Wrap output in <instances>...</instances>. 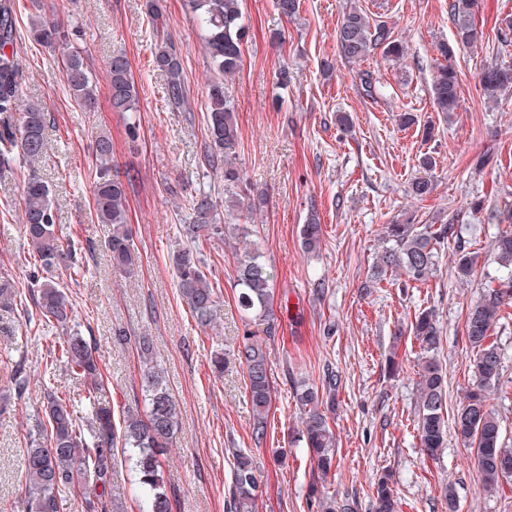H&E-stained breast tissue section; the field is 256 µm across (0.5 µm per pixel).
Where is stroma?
Masks as SVG:
<instances>
[{
	"instance_id": "stroma-1",
	"label": "stroma",
	"mask_w": 512,
	"mask_h": 512,
	"mask_svg": "<svg viewBox=\"0 0 512 512\" xmlns=\"http://www.w3.org/2000/svg\"><path fill=\"white\" fill-rule=\"evenodd\" d=\"M146 3L16 0L17 49L22 96L48 114V156L40 174L52 191L55 230L82 256L80 268L54 274L74 306L71 328L99 353L104 384L98 399L117 416L143 402L135 343L152 337L181 410L163 462L175 512H231L232 463L239 451L260 469L253 512H312L314 471L305 448L293 442L301 426L295 387L320 383L327 369L335 371L338 387L329 414L336 466L324 495L352 498L357 512H371V484L389 470L398 512H448V485L456 490L458 512H512V489L487 495L472 453L456 436H449L440 459L423 454L414 429L418 346L405 333L415 312L435 311L448 373L447 410L455 412L472 380L465 316L482 288L477 280L458 281L454 252L465 245L493 271L490 244L497 227L472 212L471 203L512 205V91L492 104L479 84L484 65L498 58L512 62V52L499 51L496 24L512 13V0H480L485 42L456 53L461 108L450 117L435 111L431 97L438 46L453 38L449 0H300L292 20L280 15L275 0H243V62L228 87L243 181L267 197L248 229L250 242L274 269L275 305L269 318L245 317L234 286L235 251L212 242L202 258L219 306L214 326L206 329L183 301L169 255L186 242L182 224L192 196L204 191L216 205L224 203L223 178L204 164L214 72L183 0H158L155 15ZM353 6L392 27L407 47L403 60L391 61L377 49L360 62L341 61L336 26ZM39 14L58 19L80 49L96 82L95 111H84L71 97L60 54L34 40L30 20ZM162 43L182 57L187 96L180 104L168 99L165 79L154 68V48ZM119 50L130 60L138 92L133 114L113 111L109 102L106 63ZM283 70L288 80H280ZM365 73L375 85L370 96L360 84ZM343 112L352 118L351 131L337 122ZM404 112L414 116L413 125L400 126ZM132 118L139 122L134 139L127 130ZM102 134L112 140L113 168L131 176L127 200L139 256L131 276L113 269L103 246L110 228L98 223L93 208V147ZM426 155L436 162L434 189L416 199L410 184L422 175ZM26 176L19 165L0 168V270L17 291L13 309L0 310V393L8 389L14 365L30 379L29 393L11 399L0 413V512H26L20 472L30 432L43 414V388L67 397L77 420L89 412L82 380L62 368L45 373L63 332L38 318L33 259L20 220ZM313 211L323 236L316 252L308 253L299 230ZM449 220L458 238L442 246L429 282L408 288L394 276L371 285L382 225ZM247 335L262 341L275 391L269 436L260 446L251 438L246 369L236 356ZM493 338L504 360L502 388L490 402L512 448V321L499 322ZM216 350L224 353L220 376L210 368ZM392 352L402 367L395 377L384 370Z\"/></svg>"
}]
</instances>
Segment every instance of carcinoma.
<instances>
[{
  "label": "carcinoma",
  "mask_w": 512,
  "mask_h": 512,
  "mask_svg": "<svg viewBox=\"0 0 512 512\" xmlns=\"http://www.w3.org/2000/svg\"><path fill=\"white\" fill-rule=\"evenodd\" d=\"M477 0H450L449 12L454 25L453 40L439 47L450 63L436 68L432 98L438 112L451 116L460 106L459 77L451 60L460 48H476L484 42V30L476 20ZM185 10L205 33L204 47L213 71L218 75L208 90L207 162L211 169L224 171V214H219L211 194L202 192L189 204L183 235L193 243L172 256L177 286L193 318L201 326L213 324L218 293L205 272L199 243L223 241L235 231L247 238V221L253 217L257 202L244 205L242 180L236 162L238 125L227 81L240 69L245 37L241 0H184ZM31 32L42 46L61 51L63 77L74 100L92 112L96 102V84L84 66L77 47L67 43L59 23L41 16L31 18ZM17 18L15 0H0V168L16 163L28 167L23 188L22 226L35 259L34 286L39 318L59 327L67 325L74 308L68 296L47 273L58 267H80L73 245L55 232L56 215L51 189L40 175L45 159L44 131L47 113L38 102L24 101L20 95L22 65L17 54ZM336 45L347 62H359L375 49L387 57L402 59L405 49L384 21L370 22L368 14L353 7L336 28ZM156 69L166 77L169 99L185 97L180 55L168 45L154 51ZM111 104L114 112H134L136 85L128 57L113 53L107 64ZM485 97L498 100L512 88V68L498 63L486 65L479 74ZM475 212H485L489 224H512V210L484 208V202L472 203ZM94 210L98 223L112 225L105 241L114 270L131 275L137 264L127 209L126 184L112 170V142L97 139L94 173ZM453 224H386L383 245L376 256L372 281L389 274L404 277V285H422L437 272L438 248L455 237ZM322 225L312 216L302 225L301 238L306 249L319 247ZM494 273H477V257L458 247L455 273L460 283L469 284L481 276L484 286L480 297L470 304L465 317V335L474 353L473 382L453 417L454 432L463 447L474 454L483 490L490 496L512 482V448L502 442L499 415L490 407L489 393L498 388L503 356L491 340L494 325L512 308V229L499 232L493 243ZM275 274L255 249L236 258L235 287L238 303L248 315L262 316L274 300ZM16 293L12 282L0 276V308H11ZM409 334L419 348V381L415 422L424 453L436 457L448 441V379L439 358L440 330L433 312L421 310L410 322ZM58 360L85 381L90 401L87 428L77 424L70 404L56 392L43 391L44 417L26 449L22 477L28 487L30 512H62L61 492L68 491L84 499L90 512H116L112 494V468L115 450L128 453L135 473V491L144 501L142 512H174L167 493L160 455L169 447L178 428V410L165 383L164 372L154 365V344L149 336L138 338V355L143 408H127L122 422L116 423L111 409L95 402L101 387L99 357L91 342L83 336L63 337ZM238 358L246 367V389L253 407L252 439L260 444L267 436V420L272 406L273 386L263 344L246 336ZM336 391V375H324L322 384L301 383L298 403L305 410L298 441L308 448L314 468L328 476L335 462L336 438L319 402L325 392ZM232 503L236 512H250L257 497L258 470L252 458L238 453L233 464ZM373 512H395L392 476L385 472L371 486ZM308 496L317 503V512H354L353 505L339 503L334 497L318 496V484L310 485Z\"/></svg>",
  "instance_id": "carcinoma-1"
}]
</instances>
